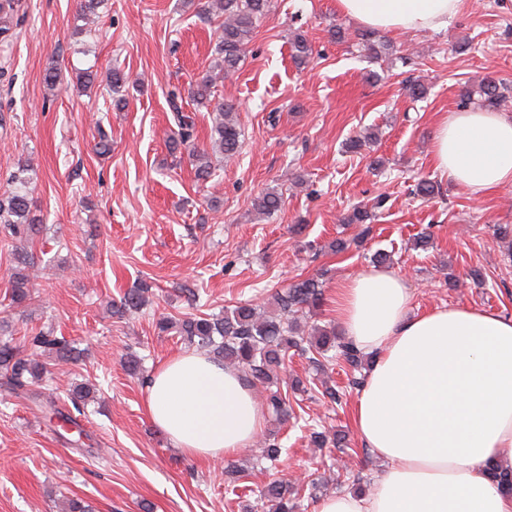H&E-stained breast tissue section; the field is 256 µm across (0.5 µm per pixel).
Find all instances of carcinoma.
<instances>
[{
    "mask_svg": "<svg viewBox=\"0 0 512 512\" xmlns=\"http://www.w3.org/2000/svg\"><path fill=\"white\" fill-rule=\"evenodd\" d=\"M270 0H204L203 13L222 18L215 45L218 63L189 92L195 104L212 108L213 122L211 141L213 148L224 157H235L242 144V131L237 120L235 105L212 99V89L221 73L237 68L249 44L252 42L259 21L267 13ZM14 0H0V36L5 38L11 30ZM129 83V75L119 68L109 71L107 86L113 107L123 109L126 99L119 95L120 89ZM508 87L485 77L478 83L465 88L461 93V105L470 103L478 96L482 105L495 108L506 98ZM181 93L173 92L170 107L174 115L176 130L171 132L169 143L172 150L184 146L196 157L197 176L204 178L211 173L208 154L194 146V120L183 111ZM31 165L23 160L17 162V172L12 176L11 185L0 195V224L5 225L10 235L26 238L40 231L32 216L33 201L29 192V178L26 173ZM282 197L277 189L271 188L254 200V208L263 215H269L281 207ZM15 264L10 271L11 304L15 308L27 306L32 300L30 283L34 260L25 249L14 253ZM146 288L131 289L123 294L117 312L138 311L148 303ZM279 308L275 316L260 311L254 304H239L224 309L220 315L195 316L178 322L169 317L156 320L155 328L164 333L172 328L182 336L185 344L212 355L225 365L243 368L250 376L252 385L260 384L266 391V407L275 419L288 416L286 397L280 390H272L276 381L274 373L294 350L309 355L315 364L320 356L337 349L340 359L354 369L364 364L365 354L350 342L336 336L333 329L315 326L308 333L301 330L299 318L312 315L324 301L323 282L311 277L298 279L286 289L272 296ZM26 346L13 342V338H0V375L12 390H20L43 380L49 373L47 363L41 357L47 356L54 364L74 363L81 359L82 352L75 347V341L52 332L38 331L25 338ZM490 475L502 488L512 491V467L496 464L490 468ZM263 496L274 506V512H295L299 489L283 482L272 481L263 491Z\"/></svg>",
    "mask_w": 512,
    "mask_h": 512,
    "instance_id": "carcinoma-1",
    "label": "carcinoma"
}]
</instances>
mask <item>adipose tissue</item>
I'll list each match as a JSON object with an SVG mask.
<instances>
[{
	"label": "adipose tissue",
	"mask_w": 512,
	"mask_h": 512,
	"mask_svg": "<svg viewBox=\"0 0 512 512\" xmlns=\"http://www.w3.org/2000/svg\"><path fill=\"white\" fill-rule=\"evenodd\" d=\"M463 0H337L361 26L394 35L447 28ZM437 169L475 197L512 186V116L461 109L433 133ZM404 280L371 269L343 281L336 319L373 362L353 411L386 462L371 489L322 498L315 512H512L489 469L512 455V318L491 308L411 310ZM151 421L189 456L252 446L265 410L239 373L181 353L152 375Z\"/></svg>",
	"instance_id": "obj_1"
}]
</instances>
